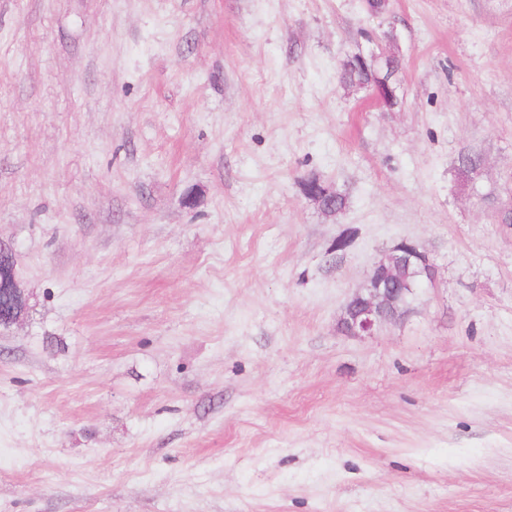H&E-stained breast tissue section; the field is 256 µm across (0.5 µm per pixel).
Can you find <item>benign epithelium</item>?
Here are the masks:
<instances>
[{"label":"benign epithelium","instance_id":"7a95c632","mask_svg":"<svg viewBox=\"0 0 512 512\" xmlns=\"http://www.w3.org/2000/svg\"><path fill=\"white\" fill-rule=\"evenodd\" d=\"M414 268L417 287L434 281V265L429 256L413 243L397 244L378 261L364 285L346 303L339 328L351 336L374 334L384 323L397 318L401 304L413 288H384L381 276L389 277L400 268ZM0 288L12 297L10 306L0 313V330L11 329L21 322L28 310V298L20 287L16 267L0 271Z\"/></svg>","mask_w":512,"mask_h":512}]
</instances>
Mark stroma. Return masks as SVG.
Listing matches in <instances>:
<instances>
[{"instance_id":"obj_1","label":"stroma","mask_w":512,"mask_h":512,"mask_svg":"<svg viewBox=\"0 0 512 512\" xmlns=\"http://www.w3.org/2000/svg\"><path fill=\"white\" fill-rule=\"evenodd\" d=\"M511 203L512 0H0V512H512ZM393 55H386L384 52L381 53H372L368 58L372 68L378 69L382 66L383 61L387 57H392ZM371 66L368 65V68L364 67H354L349 70L343 71L342 79L346 84H357V85H368L371 82H376V78L374 72L371 69ZM414 267L416 288H381L380 276H392L400 268ZM434 265L429 256L413 243L397 244L378 261L366 282L346 303L339 328L351 336L373 335L384 323L397 318L407 295L434 281ZM0 288L12 297L10 306L0 314V330L11 329L21 322L28 310V298L20 287L16 266L0 270Z\"/></svg>"}]
</instances>
